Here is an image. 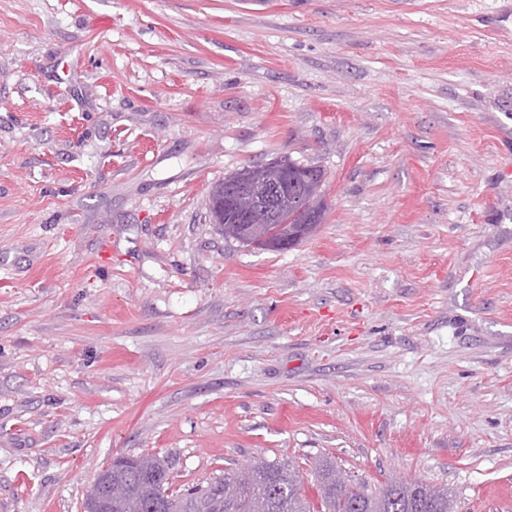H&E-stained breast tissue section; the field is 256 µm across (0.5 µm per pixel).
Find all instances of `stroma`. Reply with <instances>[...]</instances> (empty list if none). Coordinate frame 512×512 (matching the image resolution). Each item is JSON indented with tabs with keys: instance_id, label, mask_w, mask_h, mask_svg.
Instances as JSON below:
<instances>
[{
	"instance_id": "1",
	"label": "stroma",
	"mask_w": 512,
	"mask_h": 512,
	"mask_svg": "<svg viewBox=\"0 0 512 512\" xmlns=\"http://www.w3.org/2000/svg\"><path fill=\"white\" fill-rule=\"evenodd\" d=\"M281 156L323 223L224 238ZM119 454L512 512V0H0V512ZM272 163L279 172V182L284 188L283 199L284 205L288 206V221L293 220L297 209L304 208L314 211L320 220L318 224H322L326 212L322 189L324 170L320 166L303 163L291 157H280L273 160ZM305 171H317V178H313L312 174H305ZM318 224L308 231L295 225L288 228L287 238L292 237L293 239L291 246H296L307 240L316 231ZM210 203L211 198L209 193V212L211 221L212 224H220L219 226L222 228V231L224 229V238L233 239L241 243L243 246H252L256 249L279 251L273 247L264 248L254 246L251 242L250 227L248 224H238V212L235 208L231 206H225L223 214L219 215L215 214L213 210L210 209Z\"/></svg>"
}]
</instances>
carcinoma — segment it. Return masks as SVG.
Instances as JSON below:
<instances>
[{
	"label": "carcinoma",
	"mask_w": 512,
	"mask_h": 512,
	"mask_svg": "<svg viewBox=\"0 0 512 512\" xmlns=\"http://www.w3.org/2000/svg\"><path fill=\"white\" fill-rule=\"evenodd\" d=\"M284 188L288 216L255 212L254 222L272 224L278 219H293L304 208L324 220V170L290 157L273 160ZM211 221L224 229V237L244 246L252 245L250 227L237 222L238 212L227 206L223 214L210 213ZM238 470L224 469V475L206 485L179 491L172 489L169 467L159 457L119 456L112 460L109 478L125 493L127 503L153 504L160 501L163 512H452L451 494L404 479L389 481L380 491L367 485L336 483V463L325 459L318 467L317 482L321 510L317 511L301 494L298 471L287 461L255 462L249 486L237 480Z\"/></svg>",
	"instance_id": "obj_1"
}]
</instances>
